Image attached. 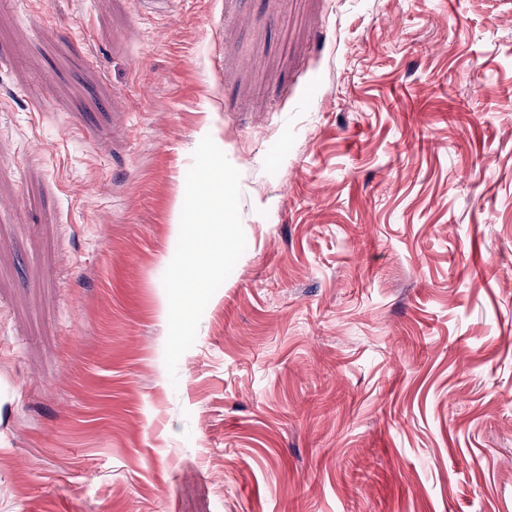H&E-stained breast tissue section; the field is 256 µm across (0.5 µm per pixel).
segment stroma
Instances as JSON below:
<instances>
[{"label": "stroma", "mask_w": 512, "mask_h": 512, "mask_svg": "<svg viewBox=\"0 0 512 512\" xmlns=\"http://www.w3.org/2000/svg\"><path fill=\"white\" fill-rule=\"evenodd\" d=\"M0 512H512V0H0Z\"/></svg>", "instance_id": "stroma-1"}]
</instances>
